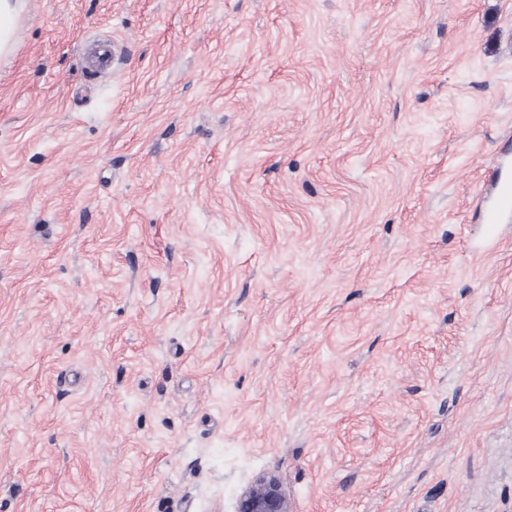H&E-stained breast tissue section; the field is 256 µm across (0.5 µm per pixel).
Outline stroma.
<instances>
[{"mask_svg":"<svg viewBox=\"0 0 512 512\" xmlns=\"http://www.w3.org/2000/svg\"><path fill=\"white\" fill-rule=\"evenodd\" d=\"M508 139L512 0H25L0 512H512ZM85 64L89 70L98 74L112 73L116 59V45L112 40H93L85 44ZM512 214V181L503 179L496 184L494 202L485 214L484 224L489 235L498 232L499 224L505 216ZM237 512H293L279 478L271 473L257 477L239 495Z\"/></svg>","mask_w":512,"mask_h":512,"instance_id":"35a3bbf8","label":"stroma"}]
</instances>
